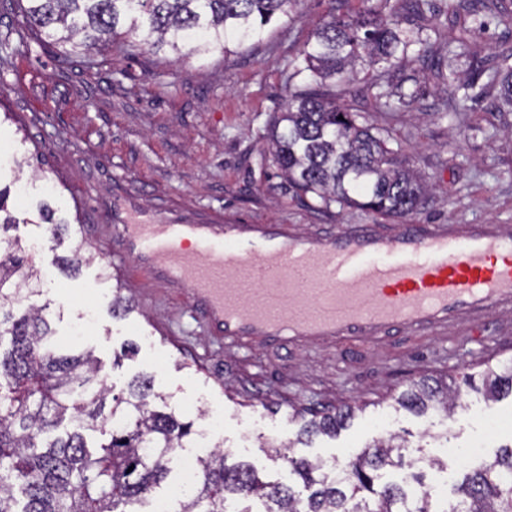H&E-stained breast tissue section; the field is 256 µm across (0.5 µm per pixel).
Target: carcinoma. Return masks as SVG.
<instances>
[{"label":"carcinoma","instance_id":"obj_1","mask_svg":"<svg viewBox=\"0 0 512 512\" xmlns=\"http://www.w3.org/2000/svg\"><path fill=\"white\" fill-rule=\"evenodd\" d=\"M391 0L355 15L331 14L285 66L287 96L268 125L273 162L297 192L315 196L325 209L336 203L372 211L388 219H404L423 205L426 187L413 165V155L391 147L386 126L360 122L353 101L354 83L363 84L376 112L411 110L423 95L420 71L405 75L397 68L415 62L453 89L452 110L461 116L468 102L495 91L512 106V65L504 56L495 64L473 59L463 79L448 60L465 56L469 38L484 32V13L512 24L506 0H408L410 13H445L471 20L448 42V59L436 54L421 27L404 28ZM292 0H0L15 7L24 23L0 39V70L14 66L19 48L43 45L44 38L70 45L72 55L99 66L95 52H109L117 42L151 48L194 43L202 56L216 46L242 47L273 20L289 17ZM483 84H478L480 79ZM462 95H457V92ZM10 187L0 186V243L10 251L0 259V512H132L170 470L168 450L185 447L194 423L174 412H161L146 376L129 385L127 396H110L100 362L90 351L62 344L42 309L14 313L22 291L39 292V275L22 239L5 234L18 224H45L56 245L70 242L74 254L83 241L70 232L67 220L42 200L36 219L16 217L8 209ZM512 392V360L487 366L479 392L488 402L503 390ZM465 393L453 382L422 379L402 392L396 403L424 414L449 415L465 406ZM112 398L109 414L103 409ZM345 405L303 423L297 439L336 434L353 415ZM77 429L51 441L44 435L65 419ZM98 432L106 442L92 451L84 432ZM399 436L390 434L336 468L324 460L286 455L288 447L271 444L272 458H282L308 491L304 498L291 487L265 480L249 464L227 463L229 452L217 447L202 458L194 485L179 501L178 512H253L234 502L256 499L259 512H512V445L501 450L465 480L454 502H438L423 492V474L410 473L407 491L396 483L375 488L380 472L413 468L415 461ZM27 497L17 508L16 487Z\"/></svg>","mask_w":512,"mask_h":512}]
</instances>
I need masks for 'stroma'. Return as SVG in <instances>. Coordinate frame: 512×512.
Wrapping results in <instances>:
<instances>
[{"mask_svg": "<svg viewBox=\"0 0 512 512\" xmlns=\"http://www.w3.org/2000/svg\"><path fill=\"white\" fill-rule=\"evenodd\" d=\"M362 0H298L291 17L270 24L259 41L227 55L216 49L180 57L170 49L113 45L110 64L59 65L61 47L46 39L39 55L18 56L6 75L0 107L15 120L0 124V147L22 164L27 197L10 196L17 216L31 199L50 192L51 202L85 240L75 274L63 272L45 225L23 222L18 235L38 242L35 266L41 291L24 296L19 309L48 306L61 338L93 350L113 393L126 391L141 374L186 421L199 408L224 417L215 436L234 462H247L269 480L302 491L286 462L259 446L268 439H295L296 410L359 404L336 436L304 440L295 455L347 461L380 437V421L408 445L434 458L441 443L480 446L493 459L512 443V394L485 404L469 392L468 405L447 425L436 415L398 406L396 397L423 377H480L487 362L512 359V312H493L462 322L448 333L422 336L400 329L382 340L259 345L210 334L185 288L155 282L123 254L112 227L130 217L163 222L277 224L289 235L354 234L376 225L387 235L402 225L372 213L296 198L278 176L269 154L267 128L284 93L282 69L298 56L330 11L356 13ZM447 87L428 82L409 112L384 115L357 106L366 125L390 126L430 191L414 224L512 227V110L486 96L472 105L471 129L463 130L450 108ZM132 310L115 316L113 289ZM137 352L120 358L126 343ZM500 415L488 434L479 415ZM262 420L248 425L253 411Z\"/></svg>", "mask_w": 512, "mask_h": 512, "instance_id": "1", "label": "stroma"}]
</instances>
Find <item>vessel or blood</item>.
<instances>
[{"label":"vessel or blood","instance_id":"vessel-or-blood-1","mask_svg":"<svg viewBox=\"0 0 512 512\" xmlns=\"http://www.w3.org/2000/svg\"><path fill=\"white\" fill-rule=\"evenodd\" d=\"M125 253L188 288L209 331L294 345L384 338L397 328L441 334L512 309V236L495 224L458 235L404 225L386 235L290 236L276 224H117ZM265 288L263 301L251 283Z\"/></svg>","mask_w":512,"mask_h":512}]
</instances>
